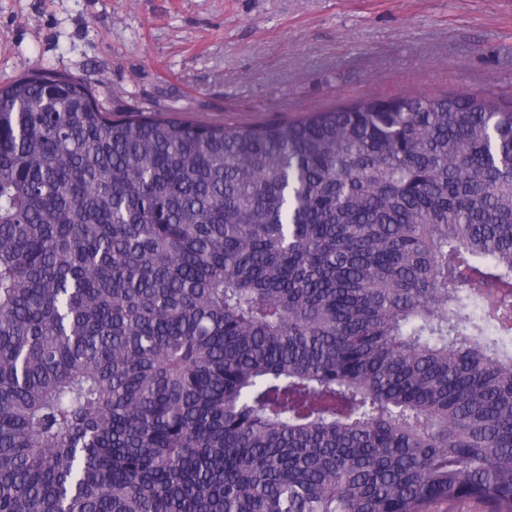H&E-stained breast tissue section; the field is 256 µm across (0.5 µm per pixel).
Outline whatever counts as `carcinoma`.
<instances>
[{
	"label": "carcinoma",
	"instance_id": "cac0c4a2",
	"mask_svg": "<svg viewBox=\"0 0 512 512\" xmlns=\"http://www.w3.org/2000/svg\"><path fill=\"white\" fill-rule=\"evenodd\" d=\"M512 512V104L293 121L0 87V512Z\"/></svg>",
	"mask_w": 512,
	"mask_h": 512
}]
</instances>
